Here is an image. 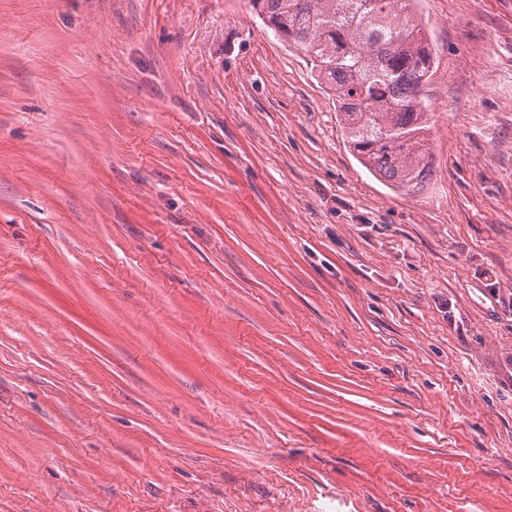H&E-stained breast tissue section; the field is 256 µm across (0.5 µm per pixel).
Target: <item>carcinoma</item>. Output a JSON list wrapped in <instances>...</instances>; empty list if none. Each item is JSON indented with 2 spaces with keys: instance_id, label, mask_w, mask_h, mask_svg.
Instances as JSON below:
<instances>
[{
  "instance_id": "cac0c4a2",
  "label": "carcinoma",
  "mask_w": 512,
  "mask_h": 512,
  "mask_svg": "<svg viewBox=\"0 0 512 512\" xmlns=\"http://www.w3.org/2000/svg\"><path fill=\"white\" fill-rule=\"evenodd\" d=\"M336 101L343 141L373 174L406 193L431 180L422 87L433 56L417 0H248Z\"/></svg>"
}]
</instances>
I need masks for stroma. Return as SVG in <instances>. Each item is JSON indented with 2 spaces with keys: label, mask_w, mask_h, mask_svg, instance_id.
<instances>
[{
  "label": "stroma",
  "mask_w": 512,
  "mask_h": 512,
  "mask_svg": "<svg viewBox=\"0 0 512 512\" xmlns=\"http://www.w3.org/2000/svg\"><path fill=\"white\" fill-rule=\"evenodd\" d=\"M374 177L248 0H0V512H512V0H420Z\"/></svg>",
  "instance_id": "obj_1"
}]
</instances>
